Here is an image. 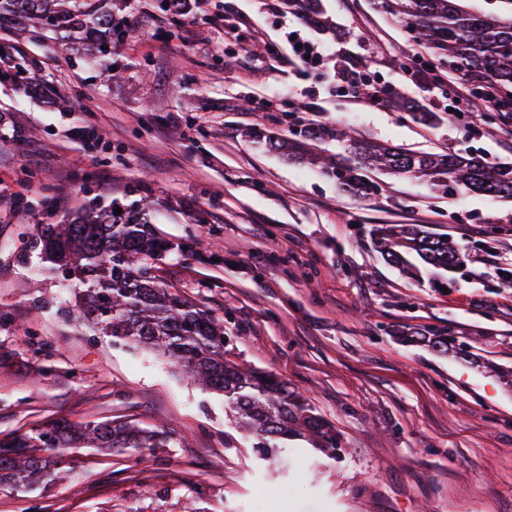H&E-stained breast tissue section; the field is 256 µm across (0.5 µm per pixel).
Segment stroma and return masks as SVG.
Returning a JSON list of instances; mask_svg holds the SVG:
<instances>
[{
	"label": "stroma",
	"instance_id": "1",
	"mask_svg": "<svg viewBox=\"0 0 512 512\" xmlns=\"http://www.w3.org/2000/svg\"><path fill=\"white\" fill-rule=\"evenodd\" d=\"M328 29L288 0H189L180 19L155 0H120L137 36L87 61L0 25V50L28 86L0 78V440L56 420L166 431L162 448L64 459L67 482L0 490V512H512V200L435 195L413 176L367 173L373 194L342 191L300 150L301 129L342 125L415 152L467 150L512 162L497 120L452 119L440 89L394 58L420 50L378 0H321ZM324 58L303 67L290 38ZM436 113L429 124L351 98L337 61ZM276 107L257 111L260 97ZM149 208L182 245L159 276L224 323V356L286 380L332 424L331 460L290 443L261 460L223 396L155 352L75 318L73 293L42 270L36 240L90 202ZM37 223H29V215ZM379 224H419L475 254L455 273L409 254L412 272L371 245ZM447 331L462 358L399 340Z\"/></svg>",
	"mask_w": 512,
	"mask_h": 512
}]
</instances>
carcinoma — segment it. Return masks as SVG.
<instances>
[{
    "label": "carcinoma",
    "instance_id": "carcinoma-1",
    "mask_svg": "<svg viewBox=\"0 0 512 512\" xmlns=\"http://www.w3.org/2000/svg\"><path fill=\"white\" fill-rule=\"evenodd\" d=\"M292 3L315 24L322 23L318 0ZM381 8L417 30L438 69H453L477 87L512 92V22L467 11L460 0H381ZM6 18L19 21L24 31L50 32L63 46L74 37L81 39L90 61L110 51L112 44L134 37L133 29L115 19L112 0H0V22ZM342 136L327 125L309 127L302 134L310 141ZM356 142L350 139L354 162L325 166L348 192L372 190L362 171L373 169L421 177L443 195L462 188L512 198V163L488 164L456 153H418ZM150 223L143 208L116 215L114 207L92 202L82 212L44 227L39 236L41 259L53 273L72 267L67 287L74 290L79 317L107 336L158 351L195 383L224 395L235 425L256 440L261 456L275 459L288 442L304 440L325 456L336 457L341 446L334 426L285 382L225 360L224 325L161 284L156 271L174 247ZM370 236L386 259L401 267L409 264L405 250L448 272L459 270L470 258L447 235L418 225L380 224ZM408 340L448 351L445 334L417 332ZM167 443L166 432L127 422H56L0 442V485L18 491L65 479L67 471L59 464L69 448H162Z\"/></svg>",
    "mask_w": 512,
    "mask_h": 512
}]
</instances>
